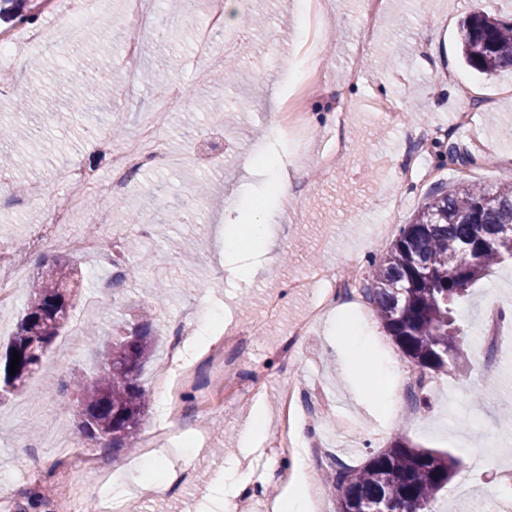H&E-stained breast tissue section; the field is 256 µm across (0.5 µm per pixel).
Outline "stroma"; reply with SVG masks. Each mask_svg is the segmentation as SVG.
Listing matches in <instances>:
<instances>
[{"instance_id": "obj_1", "label": "stroma", "mask_w": 512, "mask_h": 512, "mask_svg": "<svg viewBox=\"0 0 512 512\" xmlns=\"http://www.w3.org/2000/svg\"><path fill=\"white\" fill-rule=\"evenodd\" d=\"M322 16L326 41L319 49L327 92L308 101L314 135L295 161L288 143L274 134L285 98L288 74L302 66L295 47L306 28L305 0H248L250 11L266 17L264 27L248 32L254 50L237 56L225 51V34L211 36L214 53L225 54L235 75L198 60L196 35L205 24L209 0H156L155 14L170 39L147 42L139 80L112 90V75L124 72L128 32L127 0H86L85 36L77 44L59 45L33 71L27 51L15 67H0V87L26 88L42 84L55 109L67 114L78 82L106 87L89 101L76 122L44 128L41 137L14 145L0 143V153L13 156L0 183V251L31 247L36 227L31 212L65 206L67 186L51 182L58 166H72L104 181L111 175L110 156L120 148L112 129L135 132L141 121L162 113L159 129L166 149L179 159L176 167L146 166L133 179L120 203L94 199L88 209L73 210L62 233L71 237L109 234L112 253L101 257L72 254L42 243L32 247L27 264L1 282L13 289L15 300L0 309V348L8 342L42 259H74L81 288L73 296L71 322L56 338L41 370L22 388L0 394V498L26 504L46 495L53 512H70L68 500L46 474L58 460L50 447L75 441L69 409L76 392H61L59 379L86 377L99 337L111 333L135 308L152 309L160 339L153 362L145 369L151 410L146 426L159 419L162 397L156 375L167 368V345L172 325L186 309L201 316L220 313L224 324L246 330L265 321L264 300L277 295L280 315L266 322L256 336L244 369L262 391L255 403L224 405L209 410V432L191 461L171 457V469L192 465L191 484L148 496L136 483L150 460L123 451L111 454L123 471L125 508L138 512H203L206 498L224 474L229 458H239L248 482L241 493L245 512H266L269 500L285 486L283 473L308 480L320 501V512H334L335 493L323 480V468L292 453H270L267 443L280 424L283 388L299 383L305 409L299 423L307 441L330 448L335 458L352 466L387 448L398 436L414 446L449 454L455 467L438 496L441 512H497L500 501L512 500V332L496 342L494 359L482 346L489 317L512 321V261L493 266L470 287L457 318L471 355L449 364L426 381L423 404L412 403L409 389L415 370L385 332L372 305L349 303L336 295L324 313L311 322L295 354L285 360L276 347L284 329L305 320L321 285L293 288V280L310 269L342 274L349 266L366 271L379 261L399 228L408 223L437 189L464 183L495 187L512 182V69L487 76L460 60V23L482 11L497 17L512 15V0H382L377 16H369L363 0H326ZM370 37L369 55L381 57L376 69H365L357 52L362 37ZM68 60L73 86H59L54 70ZM183 91L181 100L166 99L169 87ZM399 109L401 122L378 119V105ZM479 110L476 126L463 125L459 115ZM437 132L442 141L467 149L466 163H441L429 149L424 166L439 177L417 183L404 179L411 130ZM343 139L348 151L336 168L320 165L322 144ZM272 154L282 174L296 164L308 170L295 181L293 206H271L268 228L274 246L259 276L238 281L224 268L221 230L224 213L242 201L269 203L265 177L247 174L246 158ZM207 181L208 196L191 194L190 185ZM149 216L147 228L129 220L130 212ZM110 283L102 293L101 283ZM356 350L350 365L339 354ZM261 408L267 419L263 438L251 448L242 440L248 416Z\"/></svg>"}]
</instances>
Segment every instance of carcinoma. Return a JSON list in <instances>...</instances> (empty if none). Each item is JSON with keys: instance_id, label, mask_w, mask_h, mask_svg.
Returning a JSON list of instances; mask_svg holds the SVG:
<instances>
[{"instance_id": "carcinoma-1", "label": "carcinoma", "mask_w": 512, "mask_h": 512, "mask_svg": "<svg viewBox=\"0 0 512 512\" xmlns=\"http://www.w3.org/2000/svg\"><path fill=\"white\" fill-rule=\"evenodd\" d=\"M27 2L0 0V19L14 26L31 21ZM461 42L463 62L480 73L491 76L512 68V19L474 12L462 25ZM506 225H512L511 183L495 191L466 184L437 193L400 228L366 277L363 293L385 331L419 369L415 400H420L426 376L444 370L450 360L459 363L468 357L457 306L495 263L512 258V231H503ZM79 281L78 268L70 261L53 259L42 265L7 345L5 385L16 389L41 367L70 318L71 293ZM153 349V318L145 308L120 335L99 345L98 372L75 383L76 436L114 450H128L140 439L148 408L141 376ZM14 352L20 360L11 375ZM452 463L451 457L417 448L399 436L360 467L331 461L329 481L358 508L386 501L395 512H433L451 478Z\"/></svg>"}]
</instances>
